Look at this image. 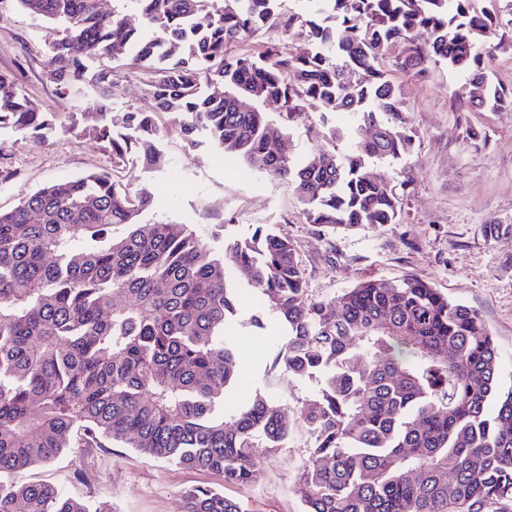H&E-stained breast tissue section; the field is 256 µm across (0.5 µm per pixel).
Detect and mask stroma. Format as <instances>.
<instances>
[{"instance_id":"stroma-1","label":"stroma","mask_w":512,"mask_h":512,"mask_svg":"<svg viewBox=\"0 0 512 512\" xmlns=\"http://www.w3.org/2000/svg\"><path fill=\"white\" fill-rule=\"evenodd\" d=\"M56 32L55 24L24 12L18 0H0V72L12 74L21 92L55 118L53 132L43 139L0 130L1 211L60 178L112 167L104 143L71 128L73 113L84 110L94 90H65L46 75L47 44ZM81 59L88 70L114 72V112L154 111L153 99L144 92L146 75L131 57L112 59L87 50ZM393 79L415 146L402 158H372L368 165L403 194L399 223L353 231L307 223L287 182L260 173L242 180L238 166L225 161L206 132H197L190 144L173 125L159 142L164 165L146 169L132 159L121 178L130 188L145 186L155 194L158 204L146 220L189 225L216 251L251 238L260 226L288 237L298 247L313 297L330 298L369 279L415 275L427 280L450 300L481 313L497 344L502 379L511 385L512 111H459L457 95L466 78L443 63L431 65L423 76L397 72ZM470 125L483 131L484 139H468ZM283 147L299 157L342 151L346 145L332 142L318 115L309 113L291 129ZM491 224L500 227L493 237L485 232ZM256 315L262 327L252 326ZM230 334L245 379L239 390L226 392L225 409L257 392L293 412L315 390L314 381L275 367L288 338L257 294L243 298ZM310 446L307 429L295 424L283 448L259 457L258 479L248 485H228L222 475L143 456L119 444L70 448L50 464L16 471L10 480L46 483L93 505L105 501L112 512H185L184 493L196 486L222 491L243 512H305L293 482L309 460Z\"/></svg>"}]
</instances>
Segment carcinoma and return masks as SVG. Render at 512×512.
<instances>
[{
    "label": "carcinoma",
    "instance_id": "carcinoma-1",
    "mask_svg": "<svg viewBox=\"0 0 512 512\" xmlns=\"http://www.w3.org/2000/svg\"><path fill=\"white\" fill-rule=\"evenodd\" d=\"M142 25L95 0H19L60 24L47 76L97 97L72 128L106 144L112 168L134 152L163 160L154 115L107 105L116 87L88 71L81 47L118 58L133 46L144 91L182 137L208 131L224 159L292 186L307 223L332 228L396 224V186L367 159L410 153L397 85L380 68L423 75L431 62L466 75L463 112L512 108V90L488 81L485 58L512 33V0H317L303 20L282 0H125ZM276 21L282 38L256 53L237 43ZM252 97L248 110L240 98ZM275 103L279 118L264 106ZM307 112L351 122L327 135L349 150L300 160L274 149ZM52 116L0 73V129L38 138ZM374 130L360 137L362 128ZM156 204L105 170L45 185L0 211V512H112L42 484L15 485V470L66 448L120 443L177 465L257 479L258 451L291 433L288 409L256 394L224 412L243 366L228 327L240 289L236 266L288 344L275 365L318 386L298 409L311 435L294 489L305 512H512V386L503 389L494 339L480 313L416 276L358 283L311 300L294 243L262 227L219 253L186 224L139 222ZM496 411L488 413L489 404ZM186 512H241L207 486L185 492Z\"/></svg>",
    "mask_w": 512,
    "mask_h": 512
}]
</instances>
